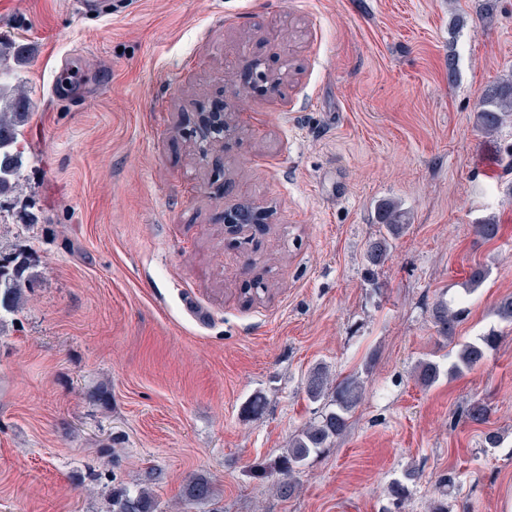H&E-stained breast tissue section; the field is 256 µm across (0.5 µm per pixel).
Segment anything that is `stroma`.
Masks as SVG:
<instances>
[{"instance_id":"obj_1","label":"stroma","mask_w":512,"mask_h":512,"mask_svg":"<svg viewBox=\"0 0 512 512\" xmlns=\"http://www.w3.org/2000/svg\"><path fill=\"white\" fill-rule=\"evenodd\" d=\"M4 32L28 53L33 114L0 252L25 253L33 278L0 320V512H109L149 471L158 512H512V325L497 315L512 125L475 127L482 90L512 76V0H117L96 17L0 0ZM64 63L79 101L52 94ZM260 66L281 84L238 101ZM227 102L237 133L201 156L198 115ZM386 199L410 225L370 277ZM244 204L269 232L225 234ZM489 217L502 230L486 242L474 226ZM477 266L490 275L466 293ZM461 297L460 339L501 340L421 386L419 361L451 364L432 307ZM319 363L360 376L363 398L285 496L254 468L317 416ZM99 387L107 402H89ZM257 393L265 410L247 417ZM476 400L487 423L463 415ZM409 468L420 479L398 507L388 487ZM197 475L217 495L184 503Z\"/></svg>"}]
</instances>
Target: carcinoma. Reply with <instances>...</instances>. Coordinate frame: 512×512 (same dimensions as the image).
<instances>
[{
    "label": "carcinoma",
    "instance_id": "obj_1",
    "mask_svg": "<svg viewBox=\"0 0 512 512\" xmlns=\"http://www.w3.org/2000/svg\"><path fill=\"white\" fill-rule=\"evenodd\" d=\"M25 51L14 40L0 35V197L16 193L21 185L24 151L20 137L29 122L30 99L20 85L13 86L7 80L15 77V70L25 65ZM476 124L485 133H497L506 124H512V76L503 78L481 93L476 113ZM379 233L369 240L365 261L371 268L385 265L390 259L394 241L407 229L408 212L395 201H383L377 206ZM475 233L485 241L496 239L501 225L489 218L474 226ZM28 257L22 253L0 255V313L18 311L25 302V288L32 276ZM450 308L448 302L440 300L432 309V319L441 337L456 348L455 362L450 372L459 373L480 364L487 353L495 349L501 339L491 330L473 341H461L456 330L466 308ZM441 376L438 363L423 360L416 367L417 381L428 387ZM305 393L313 403L324 402L319 415L288 440V448L268 467L256 471L259 477L278 474L289 478L308 459L328 447L340 437L349 425V419L363 397V383L356 375L341 377L319 364L308 373ZM466 417L473 423L482 424L489 417V407L482 401L470 404ZM419 474L408 469L403 479L392 483L390 496L402 502L409 492L408 484L416 482ZM216 496V488L205 477L196 476L183 486L182 498L188 503L208 501ZM157 502L152 491L143 487L137 491L121 489L112 495V512H156Z\"/></svg>",
    "mask_w": 512,
    "mask_h": 512
}]
</instances>
